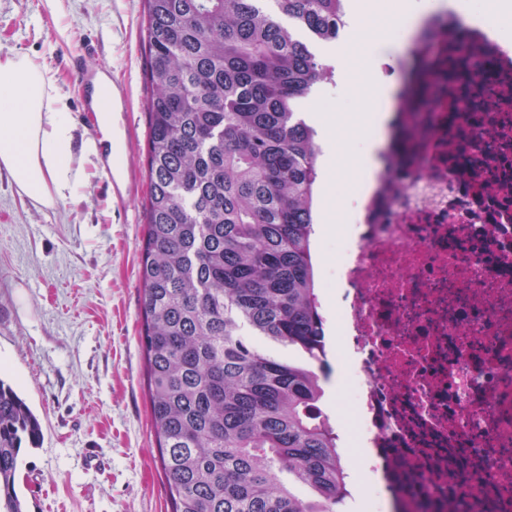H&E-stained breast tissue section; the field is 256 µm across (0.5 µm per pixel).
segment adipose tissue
Segmentation results:
<instances>
[{"mask_svg": "<svg viewBox=\"0 0 512 512\" xmlns=\"http://www.w3.org/2000/svg\"><path fill=\"white\" fill-rule=\"evenodd\" d=\"M473 14L468 0H448L449 12L465 25L501 32L512 16V0ZM375 111L362 117L369 135L356 162L367 187H374L379 153L388 141L398 88L374 86ZM96 141L76 142L75 126L57 90L54 74L27 57L0 54V170L5 171L20 195L46 207L67 201L84 179L85 159L99 156Z\"/></svg>", "mask_w": 512, "mask_h": 512, "instance_id": "ef3b65f1", "label": "adipose tissue"}]
</instances>
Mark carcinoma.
I'll return each mask as SVG.
<instances>
[{"mask_svg":"<svg viewBox=\"0 0 512 512\" xmlns=\"http://www.w3.org/2000/svg\"><path fill=\"white\" fill-rule=\"evenodd\" d=\"M344 3L144 0L140 341L170 512H334L346 498L316 372L321 149L300 112L334 79L315 46L338 40ZM41 434L0 378V512H24L20 453Z\"/></svg>","mask_w":512,"mask_h":512,"instance_id":"1","label":"carcinoma"}]
</instances>
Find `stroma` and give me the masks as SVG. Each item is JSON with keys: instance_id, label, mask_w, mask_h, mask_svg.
<instances>
[{"instance_id": "35a3bbf8", "label": "stroma", "mask_w": 512, "mask_h": 512, "mask_svg": "<svg viewBox=\"0 0 512 512\" xmlns=\"http://www.w3.org/2000/svg\"><path fill=\"white\" fill-rule=\"evenodd\" d=\"M376 2L337 46L395 35L402 48L394 70L402 72L413 37L395 24L399 0ZM142 22L143 0H0V52L55 71L77 138L120 142L111 164L85 163L76 198L52 209L20 196L0 172V377L42 425L39 444L22 450L16 490L25 512H170L140 343L141 200L149 187ZM85 43L93 46L87 64L104 68L112 82V116L95 132L69 71V55ZM369 66L357 57L347 83L319 88L304 104L306 118L335 120L334 167L319 172L314 223L331 348L344 210L361 175L355 151L366 138ZM337 350L335 367L349 357Z\"/></svg>"}]
</instances>
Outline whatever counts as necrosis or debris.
Here are the masks:
<instances>
[{
  "mask_svg": "<svg viewBox=\"0 0 512 512\" xmlns=\"http://www.w3.org/2000/svg\"><path fill=\"white\" fill-rule=\"evenodd\" d=\"M424 145L397 134L341 267L347 423L381 512H512V47L437 25Z\"/></svg>",
  "mask_w": 512,
  "mask_h": 512,
  "instance_id": "4bbe7bcc",
  "label": "necrosis or debris"
}]
</instances>
